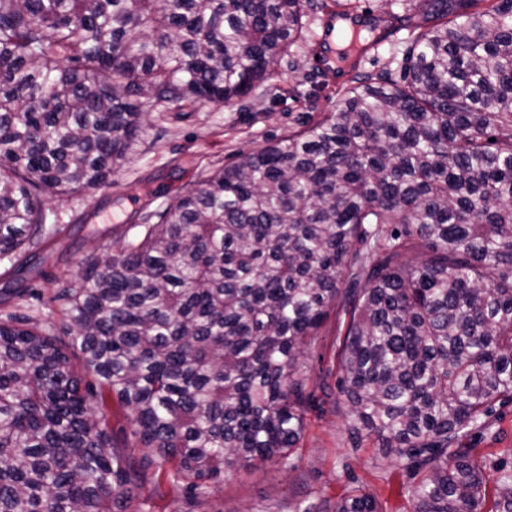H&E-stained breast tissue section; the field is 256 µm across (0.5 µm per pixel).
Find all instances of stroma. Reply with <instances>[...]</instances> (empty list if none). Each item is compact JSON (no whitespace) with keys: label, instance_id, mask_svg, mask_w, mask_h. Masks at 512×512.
<instances>
[{"label":"stroma","instance_id":"obj_1","mask_svg":"<svg viewBox=\"0 0 512 512\" xmlns=\"http://www.w3.org/2000/svg\"><path fill=\"white\" fill-rule=\"evenodd\" d=\"M304 23L302 38L275 62L271 79L246 98L228 105L146 102L142 132L126 160L115 167L109 184L50 204L40 297H0V315L32 316L62 326L65 315L53 299L54 291L76 277L91 251L79 222L108 223L114 236L127 234L130 225L144 223L149 214L162 210L214 169L240 161L333 111L339 81L318 70L311 56L320 19L312 14ZM410 45L408 30L397 27L360 68L399 72ZM335 327V318H328L311 347L307 389L318 388L322 373L337 366ZM471 446L486 464L487 485H494L500 468L512 466L507 454L512 448V404L496 408L489 430L474 433ZM297 454L302 459L298 470L273 463L237 465L225 471L223 482L212 487L202 504H193L174 487L166 498L152 500L148 512H246L250 507L261 512L270 506L289 512L297 497L312 503L333 501L354 486L373 494L385 512H413L407 495L411 479L402 460L382 456L371 439L352 448L344 415L309 411Z\"/></svg>","mask_w":512,"mask_h":512}]
</instances>
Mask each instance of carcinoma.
Here are the masks:
<instances>
[{
    "label": "carcinoma",
    "instance_id": "obj_1",
    "mask_svg": "<svg viewBox=\"0 0 512 512\" xmlns=\"http://www.w3.org/2000/svg\"><path fill=\"white\" fill-rule=\"evenodd\" d=\"M325 0H0V261L39 294L51 201L104 185L142 100L229 104ZM400 76L189 188L82 261L61 332L0 318V512L199 502L238 463L295 471L305 416L406 461L413 512L493 508L469 446L512 404V0H410ZM340 374L295 377L330 310ZM132 415L117 440L107 399ZM382 512L352 487L319 509Z\"/></svg>",
    "mask_w": 512,
    "mask_h": 512
}]
</instances>
